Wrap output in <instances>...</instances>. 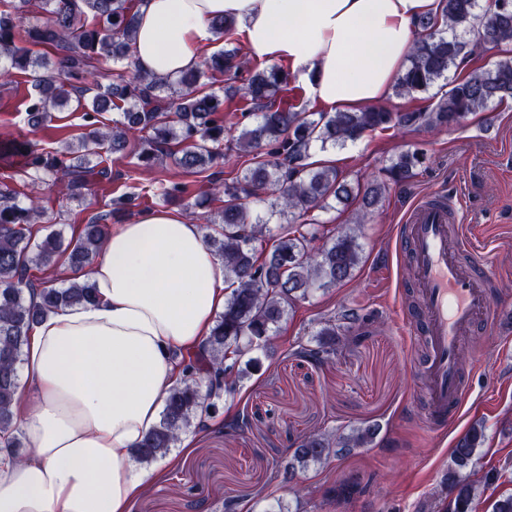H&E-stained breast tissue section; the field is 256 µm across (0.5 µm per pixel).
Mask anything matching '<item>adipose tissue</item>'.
<instances>
[{
    "instance_id": "ef3b65f1",
    "label": "adipose tissue",
    "mask_w": 512,
    "mask_h": 512,
    "mask_svg": "<svg viewBox=\"0 0 512 512\" xmlns=\"http://www.w3.org/2000/svg\"><path fill=\"white\" fill-rule=\"evenodd\" d=\"M438 0H141L137 69L172 80L202 66L213 19L235 20L250 58L290 62L326 111L388 98L416 21ZM97 299L35 323L14 408L27 444L0 437V512H128L151 482L132 451L181 380L174 351L205 342L226 295L201 225L175 209L110 228L88 271Z\"/></svg>"
}]
</instances>
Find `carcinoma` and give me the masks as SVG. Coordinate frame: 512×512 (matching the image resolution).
Wrapping results in <instances>:
<instances>
[{
    "mask_svg": "<svg viewBox=\"0 0 512 512\" xmlns=\"http://www.w3.org/2000/svg\"><path fill=\"white\" fill-rule=\"evenodd\" d=\"M44 14L34 15L32 6ZM131 0H12L0 13V86L19 72L30 75L33 93L26 112L36 126L51 109L74 97L85 132L77 144L56 152L35 149L16 138L0 136V157L23 159L29 178L25 200L20 191L0 184V433L11 436L14 449L22 447L13 406L19 398V365L31 326L60 306L91 304L96 289L89 279L57 287L34 283V272L57 265L66 257L73 271L91 265L103 248L113 213L137 206L134 194L112 200L105 213L92 217L76 238L62 244L58 233L32 243V230L42 210L35 190L45 184L65 185L69 198L83 197L95 181L112 179L102 153L122 156L139 147L138 159L148 168L174 140L183 145L178 163L186 172L201 174L214 160L207 143L224 145V113L238 112V123L257 115L254 125L242 130L238 149L267 159L247 167L226 182L209 179L207 196H224L217 215L204 216L215 224L205 235L207 245L224 262L228 294L224 312L216 319L202 350L188 359L186 375L165 400L158 424L134 450V458L150 464L165 457L193 425L205 402L216 411L222 395L233 394L240 383L261 368L257 350L267 346L287 315L288 307L314 288H332L353 277L362 260L359 234L365 218L378 207L389 184H403L414 175L423 155L406 150L392 157L365 187L340 178L334 167H315L311 148H342L377 130L458 125L474 112L512 99V56L489 67H469L475 50L512 44V0H440L439 13L415 25L409 64L399 74V96L426 92L453 69L451 88L435 104L406 112H390L370 105L354 112H290L276 105L287 85L288 73L276 66L252 69L243 78L242 105L226 104L224 97L197 87L200 72H186L173 81H158L135 72L114 78L102 67L107 59L127 56L136 28ZM44 47L56 53L51 62L33 51ZM208 69L238 77L245 68L240 49L226 48L212 55ZM91 104H85L88 93ZM122 108V119L109 125L102 113ZM167 199L189 195V186L170 182L162 186ZM360 197L351 223L329 234L310 218L317 209L346 206ZM264 204V214H253L249 202ZM361 321L358 310L345 308L323 322L316 345L300 347L298 354L322 364L333 360L338 335ZM207 390H202V384ZM379 425L367 424L347 432L316 431L301 438L283 468L284 480L299 469L321 464L330 456H344L376 443ZM484 441L482 425H473L452 450V466L443 476L448 497L443 512H473L478 486L463 471L475 462Z\"/></svg>",
    "mask_w": 512,
    "mask_h": 512,
    "instance_id": "carcinoma-1",
    "label": "carcinoma"
}]
</instances>
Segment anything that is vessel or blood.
<instances>
[{
    "label": "vessel or blood",
    "mask_w": 512,
    "mask_h": 512,
    "mask_svg": "<svg viewBox=\"0 0 512 512\" xmlns=\"http://www.w3.org/2000/svg\"><path fill=\"white\" fill-rule=\"evenodd\" d=\"M448 205L423 200L405 224V250L421 301L424 354L416 368L419 392L432 429L455 420L469 396V372L462 351L481 327L496 323L500 312L488 284L484 260Z\"/></svg>",
    "instance_id": "vessel-or-blood-1"
}]
</instances>
